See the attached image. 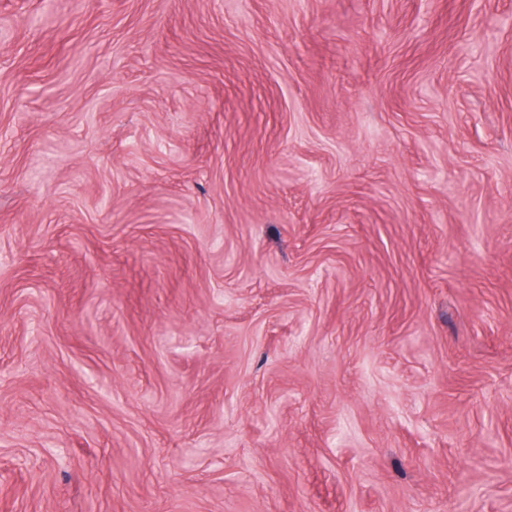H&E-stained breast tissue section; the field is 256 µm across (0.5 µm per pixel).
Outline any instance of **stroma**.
<instances>
[{"instance_id":"35a3bbf8","label":"stroma","mask_w":512,"mask_h":512,"mask_svg":"<svg viewBox=\"0 0 512 512\" xmlns=\"http://www.w3.org/2000/svg\"><path fill=\"white\" fill-rule=\"evenodd\" d=\"M0 0V512H512V0Z\"/></svg>"}]
</instances>
